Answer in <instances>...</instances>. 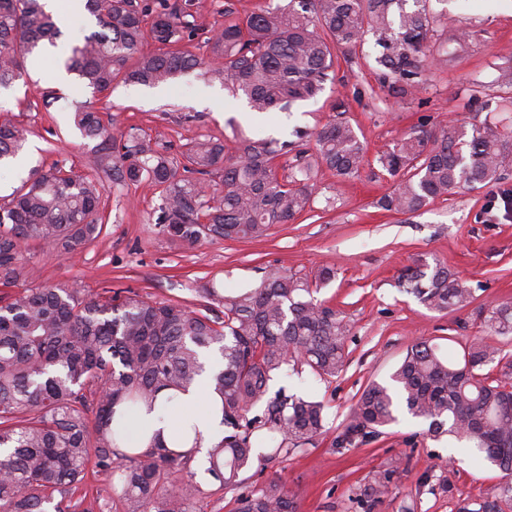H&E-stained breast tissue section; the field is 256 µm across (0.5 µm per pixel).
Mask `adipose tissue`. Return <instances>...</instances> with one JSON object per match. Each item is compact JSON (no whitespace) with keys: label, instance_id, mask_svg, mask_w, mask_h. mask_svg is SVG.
Returning <instances> with one entry per match:
<instances>
[{"label":"adipose tissue","instance_id":"adipose-tissue-1","mask_svg":"<svg viewBox=\"0 0 512 512\" xmlns=\"http://www.w3.org/2000/svg\"><path fill=\"white\" fill-rule=\"evenodd\" d=\"M183 413L178 421L159 419L158 415H144L138 429L132 432L131 445L148 447L153 439H161L167 447L187 450L193 447L211 448L224 435L219 398L195 382L177 399Z\"/></svg>","mask_w":512,"mask_h":512}]
</instances>
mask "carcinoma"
<instances>
[{
    "label": "carcinoma",
    "instance_id": "carcinoma-1",
    "mask_svg": "<svg viewBox=\"0 0 512 512\" xmlns=\"http://www.w3.org/2000/svg\"><path fill=\"white\" fill-rule=\"evenodd\" d=\"M288 0L240 16L225 0L224 23L209 29L190 12L191 0H85L96 29L73 43L63 59L80 86L103 93L121 81L161 86L190 71L242 92L254 112H281L316 98L335 78L337 52L369 33L379 48L380 80L401 97L425 90L422 72L439 54L426 0ZM62 35L45 0H0V89L12 87L27 60L39 58ZM202 60L185 49L200 36ZM154 49L143 48L145 39ZM73 123L94 143L91 172L56 164L30 170L0 203V512H192L199 486L194 452L163 444L122 448L128 422L157 395L176 393L217 356L207 383L222 398L224 437L209 449L207 474L237 492L233 512H297V494L271 479L242 490L255 461L274 462L326 433L322 402L279 388L274 376L303 367L321 381L345 367L349 329L314 293L335 271L313 274L272 269L254 288L224 295L214 284L203 298L224 308L192 309L156 301L132 288L80 295L61 286L15 291L26 281L30 246L73 257L103 230V178L116 188L146 184L159 191L155 223L182 246L213 239H261L311 208L318 171L345 180L359 175L367 146L346 120H334L296 140L240 139L235 148L210 135L186 138L180 157L135 133L116 135L114 119L78 108ZM23 129L0 117V161L16 157ZM293 154L280 174L274 161ZM395 182L378 201L385 211L414 214L460 189L498 185L512 166V128L484 120L440 131L422 123L377 157ZM399 284L430 310H459L470 288L429 254L418 256ZM488 336L512 335V301L479 310ZM498 348L484 338L463 347L456 361L427 342L413 343L391 375L371 383L352 406L334 440L354 448L383 434L404 409L428 422L426 435H448L512 476V378L484 368ZM264 403L260 415L248 417ZM94 424L88 423V414ZM266 451L255 455L257 432ZM112 479V495L83 507L88 473ZM512 479L456 512H503Z\"/></svg>",
    "mask_w": 512,
    "mask_h": 512
}]
</instances>
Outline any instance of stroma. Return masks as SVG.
<instances>
[{"instance_id": "35a3bbf8", "label": "stroma", "mask_w": 512, "mask_h": 512, "mask_svg": "<svg viewBox=\"0 0 512 512\" xmlns=\"http://www.w3.org/2000/svg\"><path fill=\"white\" fill-rule=\"evenodd\" d=\"M442 42L423 73L425 104L393 96L379 80L373 37L339 54L335 84L314 100L288 112H253L245 99L228 96L224 85L198 73L183 75L175 88L143 90L118 85L94 94L66 77L57 59L80 38L87 13L60 0L63 36L44 60L26 66V77L0 92V113H12L28 131V166L53 162L89 173L91 152L72 122L76 106L110 113L117 131L140 129L156 149L176 154L186 137L238 132L290 141L298 129L315 131L335 118L344 100L346 119L367 144V163L359 177L341 181L330 172L318 178L312 212L293 223L274 226L262 240H208L193 247L174 245L153 219L159 202L147 185L120 192L106 188L102 234L75 259H52L33 249L27 286L65 285L80 292L131 287L154 300L195 305L198 288L216 283L225 293L254 287L263 269L310 273L333 267L334 279L321 286L319 300L342 313L349 333L347 364L339 377L324 382L309 372L277 377L271 389L289 390L323 402L329 426L315 445L288 458L246 471V487L277 478L297 493L298 512H362L361 492L376 474H390L386 494L372 512H453L457 501L490 490L501 471L471 453L463 443L426 437L427 422L397 411L396 422L372 442L336 448L332 442L362 391L371 382H389L407 348L428 340L442 352L460 356L466 341L483 336L479 310L493 301H512V220L487 222L483 212L489 189L460 192L435 200L415 215L377 208L394 188L379 171L377 155L391 147L420 116L436 126L449 121L484 120L467 105L466 90L479 83L481 101L496 103L504 90L495 82L503 57L512 56V0H430ZM461 26L475 33L465 48L449 42ZM459 98H451V91ZM53 92L44 104V92ZM431 254L460 274L471 288L467 308L427 309L398 286L401 270L417 256ZM201 487L194 512H232L234 495L222 492L203 463L191 466Z\"/></svg>"}]
</instances>
